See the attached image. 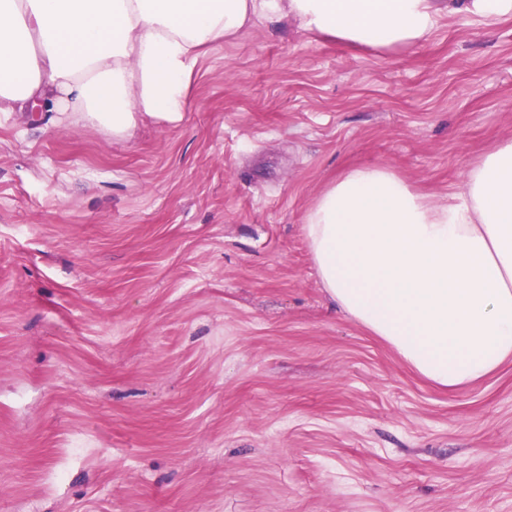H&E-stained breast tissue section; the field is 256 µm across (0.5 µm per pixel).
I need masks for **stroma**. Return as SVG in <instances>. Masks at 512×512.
Segmentation results:
<instances>
[{
  "label": "stroma",
  "instance_id": "obj_1",
  "mask_svg": "<svg viewBox=\"0 0 512 512\" xmlns=\"http://www.w3.org/2000/svg\"><path fill=\"white\" fill-rule=\"evenodd\" d=\"M512 137V19L359 50L260 23L173 127L0 118V512H512V359L443 390L303 232L387 165L444 203Z\"/></svg>",
  "mask_w": 512,
  "mask_h": 512
}]
</instances>
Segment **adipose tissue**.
Wrapping results in <instances>:
<instances>
[{
  "label": "adipose tissue",
  "mask_w": 512,
  "mask_h": 512,
  "mask_svg": "<svg viewBox=\"0 0 512 512\" xmlns=\"http://www.w3.org/2000/svg\"><path fill=\"white\" fill-rule=\"evenodd\" d=\"M456 15L490 27L512 18V0H0V113H78L126 139L146 117L179 124L211 47L260 21L390 50ZM303 229L339 310L434 385L471 384L512 358V138L444 204L391 167H351Z\"/></svg>",
  "instance_id": "ef3b65f1"
}]
</instances>
